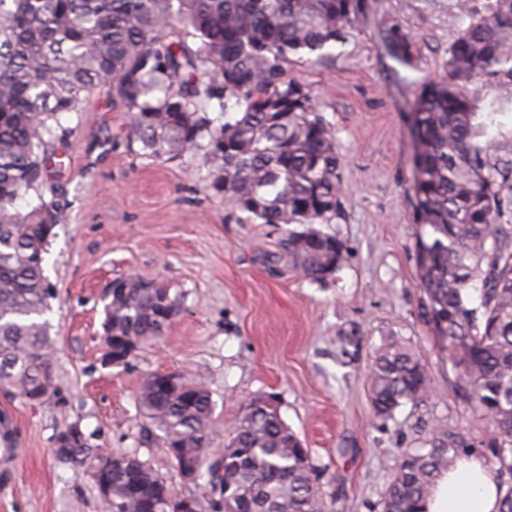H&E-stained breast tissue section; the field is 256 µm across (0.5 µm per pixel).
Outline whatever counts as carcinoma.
Masks as SVG:
<instances>
[{
	"label": "carcinoma",
	"instance_id": "cac0c4a2",
	"mask_svg": "<svg viewBox=\"0 0 512 512\" xmlns=\"http://www.w3.org/2000/svg\"><path fill=\"white\" fill-rule=\"evenodd\" d=\"M366 0H0V387L26 402L50 396L53 347L46 318L54 288L45 254L65 207L51 177L69 133L63 119L108 87L132 117L129 141L168 160L203 152L212 187L265 224H299L288 253L318 282L347 246L315 224L341 215L336 130L291 57L319 59L364 16ZM194 39L189 44L188 39ZM512 103V0L470 17L448 48L445 74L415 94L414 220L421 312L448 354L457 386L491 425L490 442L512 469V129L490 132L479 101ZM103 341L116 364L158 339L176 317L147 282L113 280ZM430 377L417 355L391 344L375 357L370 400L394 418L425 401ZM139 409L198 468L215 440L209 391L189 377L170 388L148 377ZM464 447L436 431L405 452L383 512H424L435 479ZM89 465L107 512H185V497L135 454L101 468L88 438L55 448ZM224 456V512H323L310 451L277 410L241 415Z\"/></svg>",
	"mask_w": 512,
	"mask_h": 512
}]
</instances>
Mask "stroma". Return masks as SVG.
Masks as SVG:
<instances>
[{
  "label": "stroma",
  "instance_id": "35a3bbf8",
  "mask_svg": "<svg viewBox=\"0 0 512 512\" xmlns=\"http://www.w3.org/2000/svg\"><path fill=\"white\" fill-rule=\"evenodd\" d=\"M491 2L367 0L360 24L323 58L289 65L335 127L342 161V217L323 230L348 253L320 283L290 261L288 225L251 218L212 189L201 153L145 156L127 141L130 114L112 110L103 91L67 116L65 166L53 179L67 207L44 264L55 289L53 391L32 405L0 390V419L19 450L0 463V512H105L91 470L52 453L57 433L74 424L94 447L137 454L180 495L206 508L219 501V486L181 477L139 413L141 386L155 372H185L205 386L220 432L252 398L273 397L311 450L326 512H380L402 453L427 447L437 429L493 460L489 424L456 391L448 355L420 314L410 131L414 92L443 74L469 15ZM391 29L409 44L404 61L385 49ZM130 273L167 285L179 312L128 365L110 366L103 298ZM394 341L415 351L432 388L424 402L380 419L368 372Z\"/></svg>",
  "mask_w": 512,
  "mask_h": 512
}]
</instances>
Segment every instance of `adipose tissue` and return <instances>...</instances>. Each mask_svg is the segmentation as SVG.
<instances>
[{
    "instance_id": "obj_1",
    "label": "adipose tissue",
    "mask_w": 512,
    "mask_h": 512,
    "mask_svg": "<svg viewBox=\"0 0 512 512\" xmlns=\"http://www.w3.org/2000/svg\"><path fill=\"white\" fill-rule=\"evenodd\" d=\"M505 487L478 454L461 455L432 487L425 512H500Z\"/></svg>"
}]
</instances>
